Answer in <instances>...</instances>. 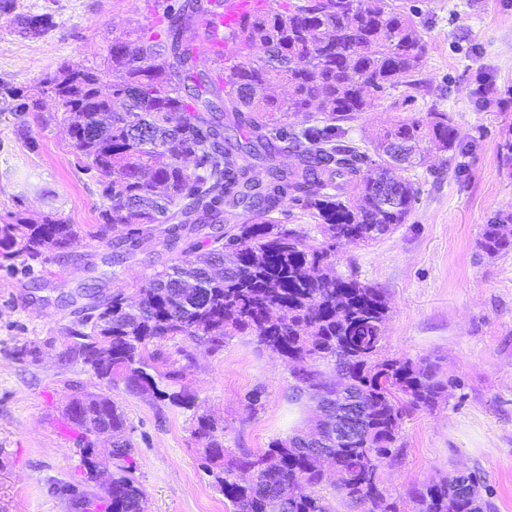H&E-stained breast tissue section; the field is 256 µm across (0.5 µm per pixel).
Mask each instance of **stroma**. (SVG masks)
<instances>
[{
	"label": "stroma",
	"instance_id": "1",
	"mask_svg": "<svg viewBox=\"0 0 512 512\" xmlns=\"http://www.w3.org/2000/svg\"><path fill=\"white\" fill-rule=\"evenodd\" d=\"M0 12V225L55 217L78 225L68 259L26 262L0 249V512H77L85 468L66 410L76 391L109 396L127 419L130 473L145 493L142 512H228L205 468V442L194 434L205 414L224 428L235 453H259L291 434L303 416L288 403L287 363L255 337L225 338L220 350L197 349L176 387L195 397L183 409L123 383L107 385L63 357L69 328L96 280L102 297L134 299L138 286L168 265L161 246L112 264L114 240L90 237L99 187L74 149L44 79L61 67L96 68L104 85L120 82L108 63L112 40L154 22L153 0H11ZM410 16L425 43L416 84L373 98L366 112L337 123L336 136L369 147L376 133L439 109L454 120L467 152L427 155L403 171L419 198L406 222L370 245L337 242V273L382 288L389 311L382 353L429 359L448 381L432 411L403 419L398 460L383 466L387 502L409 512L408 490L454 468L481 476L494 505L512 512V252L490 258L479 248L485 224L512 212V168L499 145L512 136V6L505 0H388ZM45 13L44 35L19 33L15 16ZM491 87L482 103L480 82ZM38 101L18 112V101ZM260 403L250 409L248 395Z\"/></svg>",
	"mask_w": 512,
	"mask_h": 512
}]
</instances>
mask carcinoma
Masks as SVG:
<instances>
[{
    "label": "carcinoma",
    "mask_w": 512,
    "mask_h": 512,
    "mask_svg": "<svg viewBox=\"0 0 512 512\" xmlns=\"http://www.w3.org/2000/svg\"><path fill=\"white\" fill-rule=\"evenodd\" d=\"M214 0H181L163 11L160 25L112 40L109 61L123 80L103 92L99 71L61 68L45 78L67 123L84 168L101 189L93 237L103 243L118 225L128 227L133 249L162 242L187 248L137 288L138 300L120 295L98 301L79 317L68 355L107 384L119 377L128 391L150 392L181 408L194 399L171 387L180 370L147 371L148 344L181 338L215 349L236 333L256 338L289 361L290 400L316 404L309 430L268 444L264 454L236 455L224 447V428L204 415L195 434L213 449L205 456L230 512H335L315 493L334 459L337 490L354 512L384 502L378 471L394 460L408 408L432 410L448 382L436 364L381 355L388 305L383 292L357 275L329 272L336 242L370 245L405 223L418 199L410 179L422 151L461 153L458 130L443 111L395 124L378 133L374 151L318 135V127H286L293 113L307 119L351 122L388 89L414 85L424 43L415 22L387 0H268L230 36L224 76L216 82L205 62L206 20ZM53 25L28 14L26 35ZM262 54H254V50ZM288 86L279 99L268 90ZM299 160L288 169L279 157ZM195 161V171L185 166ZM265 178L253 175L255 167ZM303 202L324 242H307L303 228L272 217L286 199ZM241 209L251 220L232 224ZM73 224H5L0 249L34 259L69 254ZM490 257L512 252V212L484 225L479 242ZM87 421L112 432L115 460L129 458L126 419L115 402L86 399ZM67 420L84 441L85 422ZM476 473L446 474L411 492V512H448V492L463 512H491ZM144 493L119 465L112 491L84 490L109 512H142Z\"/></svg>",
    "instance_id": "carcinoma-1"
}]
</instances>
